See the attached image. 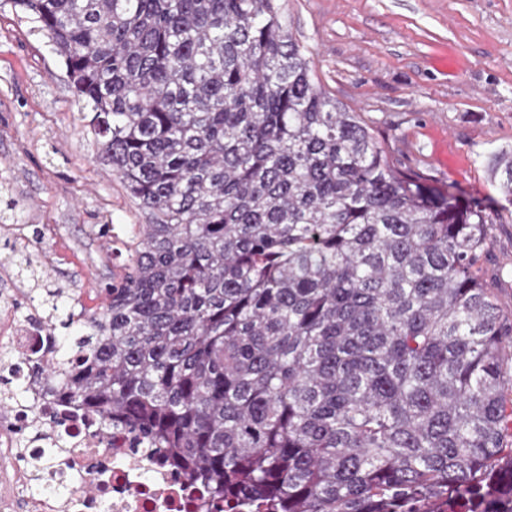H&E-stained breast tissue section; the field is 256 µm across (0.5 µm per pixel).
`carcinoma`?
<instances>
[{"mask_svg": "<svg viewBox=\"0 0 512 512\" xmlns=\"http://www.w3.org/2000/svg\"><path fill=\"white\" fill-rule=\"evenodd\" d=\"M13 3L147 223L89 316L20 256L54 341L0 351V402L40 385L218 509L512 512L487 208L391 166L277 0Z\"/></svg>", "mask_w": 512, "mask_h": 512, "instance_id": "obj_1", "label": "carcinoma"}]
</instances>
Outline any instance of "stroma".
<instances>
[{
  "label": "stroma",
  "mask_w": 512,
  "mask_h": 512,
  "mask_svg": "<svg viewBox=\"0 0 512 512\" xmlns=\"http://www.w3.org/2000/svg\"><path fill=\"white\" fill-rule=\"evenodd\" d=\"M318 81L431 186L501 211L482 264L512 320V200L492 159L512 151V0H280ZM17 199L20 210L6 203ZM146 218L98 156L48 39L0 0V268L13 249L95 310Z\"/></svg>",
  "instance_id": "1"
}]
</instances>
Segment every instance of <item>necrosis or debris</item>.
Instances as JSON below:
<instances>
[{
  "instance_id": "obj_1",
  "label": "necrosis or debris",
  "mask_w": 512,
  "mask_h": 512,
  "mask_svg": "<svg viewBox=\"0 0 512 512\" xmlns=\"http://www.w3.org/2000/svg\"><path fill=\"white\" fill-rule=\"evenodd\" d=\"M60 432L68 463L66 489L37 494L30 460L39 456V446L22 447L21 434L0 431V512H15L21 496L28 512H205L207 500L198 487L154 460L132 454L123 433L112 432L103 441L77 422ZM88 478L100 487L96 497L83 492Z\"/></svg>"
}]
</instances>
